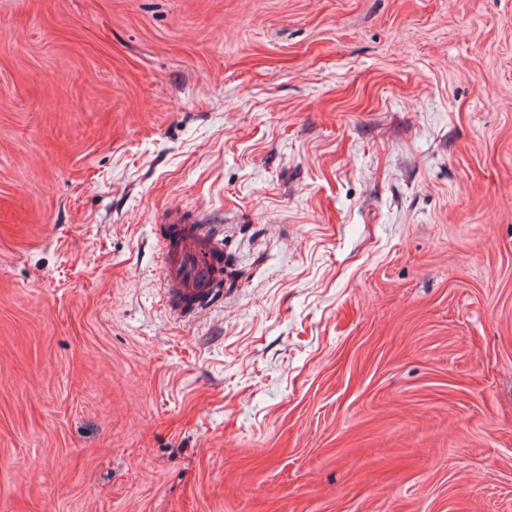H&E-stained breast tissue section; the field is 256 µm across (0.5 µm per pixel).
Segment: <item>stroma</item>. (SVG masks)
Instances as JSON below:
<instances>
[{
    "label": "stroma",
    "instance_id": "35a3bbf8",
    "mask_svg": "<svg viewBox=\"0 0 512 512\" xmlns=\"http://www.w3.org/2000/svg\"><path fill=\"white\" fill-rule=\"evenodd\" d=\"M0 512H512V0H0ZM162 258L160 283L168 312L190 319L199 310L224 299V243L215 224H195L173 213L160 224Z\"/></svg>",
    "mask_w": 512,
    "mask_h": 512
}]
</instances>
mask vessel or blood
Here are the masks:
<instances>
[{
  "label": "vessel or blood",
  "instance_id": "obj_1",
  "mask_svg": "<svg viewBox=\"0 0 512 512\" xmlns=\"http://www.w3.org/2000/svg\"><path fill=\"white\" fill-rule=\"evenodd\" d=\"M160 283L168 312L192 318L204 307L224 299L217 283L224 276V245L218 226L197 224L173 213L160 225Z\"/></svg>",
  "mask_w": 512,
  "mask_h": 512
}]
</instances>
